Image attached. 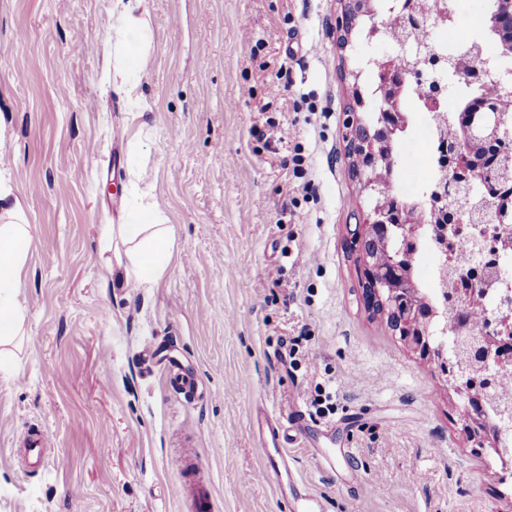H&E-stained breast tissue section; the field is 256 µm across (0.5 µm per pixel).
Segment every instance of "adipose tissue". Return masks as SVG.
<instances>
[{"instance_id": "ef3b65f1", "label": "adipose tissue", "mask_w": 512, "mask_h": 512, "mask_svg": "<svg viewBox=\"0 0 512 512\" xmlns=\"http://www.w3.org/2000/svg\"><path fill=\"white\" fill-rule=\"evenodd\" d=\"M144 10L145 0H117L115 39L105 45L107 57L121 67L131 84L139 81L149 52ZM111 230L126 247L136 283L162 275L170 256L171 235L155 210H135L125 223L112 225ZM29 242L30 229L20 200L10 185L0 182V345L7 344L21 324L16 291L21 286Z\"/></svg>"}]
</instances>
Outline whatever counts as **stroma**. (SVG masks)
<instances>
[{
  "label": "stroma",
  "mask_w": 512,
  "mask_h": 512,
  "mask_svg": "<svg viewBox=\"0 0 512 512\" xmlns=\"http://www.w3.org/2000/svg\"><path fill=\"white\" fill-rule=\"evenodd\" d=\"M343 6L146 0L128 92L102 48L115 0H0V180L31 226L0 365V512H195L187 448L215 512L308 491L325 512H512V477L468 441L447 373L365 306L344 108L356 83L373 111L376 79L360 35L341 41ZM397 154L396 179L424 184V139ZM140 199L171 259L136 287L106 227ZM296 405L283 492L260 476L257 412ZM35 428L55 453L26 472L12 451Z\"/></svg>",
  "instance_id": "1"
}]
</instances>
